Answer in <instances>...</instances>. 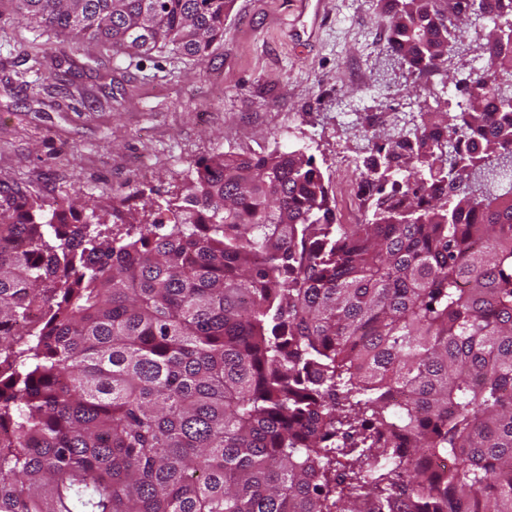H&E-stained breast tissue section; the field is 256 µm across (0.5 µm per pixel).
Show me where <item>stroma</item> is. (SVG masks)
Returning a JSON list of instances; mask_svg holds the SVG:
<instances>
[{
	"mask_svg": "<svg viewBox=\"0 0 512 512\" xmlns=\"http://www.w3.org/2000/svg\"><path fill=\"white\" fill-rule=\"evenodd\" d=\"M300 26L293 0H236L205 60L115 57L86 43L63 84L48 79L50 61L23 51L41 29L0 16V185L77 194L107 213L119 191L144 221L172 224L176 209L145 204L183 197L195 161L301 148L339 222L355 223L360 148L397 132L410 85L382 53L390 30L376 0H321L315 35L296 37ZM107 94L110 107L92 106Z\"/></svg>",
	"mask_w": 512,
	"mask_h": 512,
	"instance_id": "obj_1",
	"label": "stroma"
}]
</instances>
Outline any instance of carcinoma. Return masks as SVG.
<instances>
[{
	"label": "carcinoma",
	"instance_id": "obj_1",
	"mask_svg": "<svg viewBox=\"0 0 512 512\" xmlns=\"http://www.w3.org/2000/svg\"><path fill=\"white\" fill-rule=\"evenodd\" d=\"M5 1L72 52L199 60L234 5ZM378 2L438 81L356 164L359 224L301 148L199 160L179 223L123 232L0 187V512H512V186L470 182L512 173V0ZM468 36L469 41H472L471 49L464 52L460 57H455L453 63L455 67H464L465 69H469L470 66H475L476 68L482 67L486 64V60L484 59V55L480 46L485 42L484 34L489 28L484 29L483 27H477L475 30L473 26H468Z\"/></svg>",
	"mask_w": 512,
	"mask_h": 512
}]
</instances>
